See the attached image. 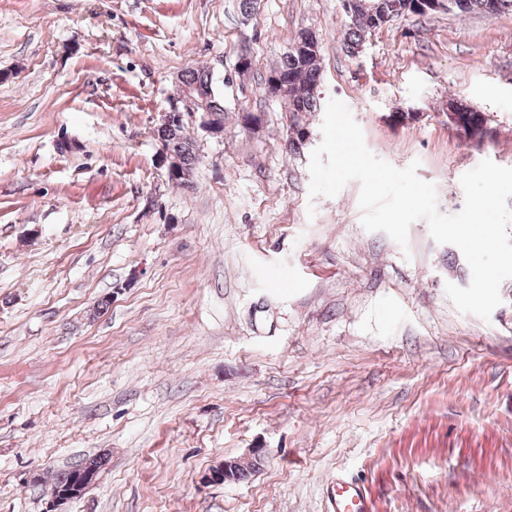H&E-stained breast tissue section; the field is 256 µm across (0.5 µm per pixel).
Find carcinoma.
<instances>
[{
  "label": "carcinoma",
  "mask_w": 512,
  "mask_h": 512,
  "mask_svg": "<svg viewBox=\"0 0 512 512\" xmlns=\"http://www.w3.org/2000/svg\"><path fill=\"white\" fill-rule=\"evenodd\" d=\"M375 5L374 13L361 12L349 19V25L344 36V45L351 56L360 52L366 38L371 34L372 19L375 16L396 14L406 16L411 11L405 9L404 0H371ZM453 9L462 14L478 13L494 17L506 11H512V0H454ZM270 74L276 75L288 84V94L283 96L288 102L290 112V130L295 137L289 139L290 148L297 150L303 145L308 135L306 115L321 109L320 80L321 69L318 55L307 56L300 52L288 51L281 62ZM212 87L213 77L203 68L191 67L182 74V86ZM158 140L164 142L170 153L176 155L181 164L194 170L199 161L196 142L187 135L184 124L167 127L160 125L157 129ZM108 462L107 455L89 456L69 469L56 473L51 482V490H63L74 481L75 476L86 470L104 472Z\"/></svg>",
  "instance_id": "cac0c4a2"
}]
</instances>
